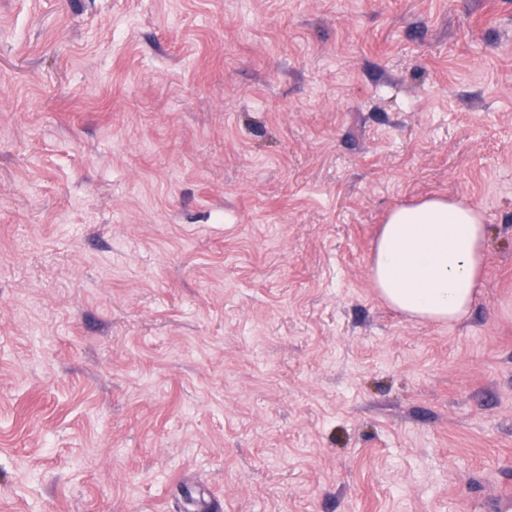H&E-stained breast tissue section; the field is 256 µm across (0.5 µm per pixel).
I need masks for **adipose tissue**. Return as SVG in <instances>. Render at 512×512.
<instances>
[{
	"label": "adipose tissue",
	"instance_id": "obj_1",
	"mask_svg": "<svg viewBox=\"0 0 512 512\" xmlns=\"http://www.w3.org/2000/svg\"><path fill=\"white\" fill-rule=\"evenodd\" d=\"M487 229L479 211L441 196L392 210L370 265L379 295L409 318L461 321L477 298Z\"/></svg>",
	"mask_w": 512,
	"mask_h": 512
}]
</instances>
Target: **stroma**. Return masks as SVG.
Masks as SVG:
<instances>
[{"mask_svg":"<svg viewBox=\"0 0 512 512\" xmlns=\"http://www.w3.org/2000/svg\"><path fill=\"white\" fill-rule=\"evenodd\" d=\"M488 227L408 318L386 214ZM512 487V0H0V505L489 512ZM487 229L480 212L441 196L392 210L370 265L379 295L410 319L461 321L477 298Z\"/></svg>","mask_w":512,"mask_h":512,"instance_id":"35a3bbf8","label":"stroma"}]
</instances>
